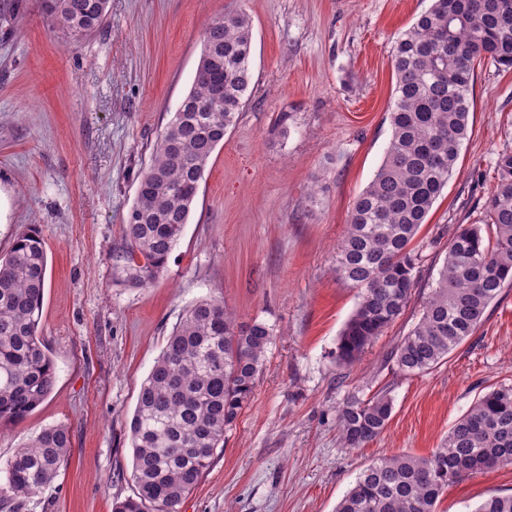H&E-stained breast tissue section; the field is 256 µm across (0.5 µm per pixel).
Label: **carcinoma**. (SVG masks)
I'll return each mask as SVG.
<instances>
[{
	"label": "carcinoma",
	"instance_id": "obj_1",
	"mask_svg": "<svg viewBox=\"0 0 512 512\" xmlns=\"http://www.w3.org/2000/svg\"><path fill=\"white\" fill-rule=\"evenodd\" d=\"M108 0H42L53 23L81 39L97 31ZM190 90L154 147L125 219L126 246L113 261L126 282L144 287L166 269L194 208L217 146L250 96L252 24L242 11L209 23ZM512 68V0H433L395 41L391 139L373 178L353 203L336 247V273L357 292L336 347V362L360 359L406 309L419 259L411 243L448 183L468 133L474 62ZM497 184L482 224H460L419 321L391 351L403 376L427 372L473 336L490 305L512 286V151L499 154ZM47 256L25 233L0 258V423L31 414L51 393L54 364L38 330ZM272 328L240 323L224 303L188 307L142 383L130 421L133 495L112 512H180L224 447V430L253 395ZM392 399L350 396L336 414L346 448L386 429ZM69 429H42L0 463V507L19 512L57 476L70 455ZM512 465V385L479 395L427 456L395 454L369 464L336 512H436L448 483ZM474 512H512V495H492Z\"/></svg>",
	"mask_w": 512,
	"mask_h": 512
}]
</instances>
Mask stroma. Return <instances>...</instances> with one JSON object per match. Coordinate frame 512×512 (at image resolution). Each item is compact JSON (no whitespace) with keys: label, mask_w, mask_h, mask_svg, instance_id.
<instances>
[{"label":"stroma","mask_w":512,"mask_h":512,"mask_svg":"<svg viewBox=\"0 0 512 512\" xmlns=\"http://www.w3.org/2000/svg\"><path fill=\"white\" fill-rule=\"evenodd\" d=\"M431 0H108L77 40L41 0H0V255L37 232L47 254L40 337L49 397L0 425V462L62 424L70 458L22 512H112L132 495L129 421L184 310L223 301L273 329L253 396L180 512H335L376 459L429 454L484 388L512 383V288L477 332L426 373L389 355L420 318L457 225L477 224L512 150V70L476 62L469 132L412 246V298L360 361L340 367L356 304L333 255L391 137L394 42ZM252 21L251 95L214 151L167 269L134 287L115 270L158 135L189 91L212 20ZM388 391L386 430L343 447L336 409ZM512 494V467L450 484L437 512Z\"/></svg>","instance_id":"1"}]
</instances>
